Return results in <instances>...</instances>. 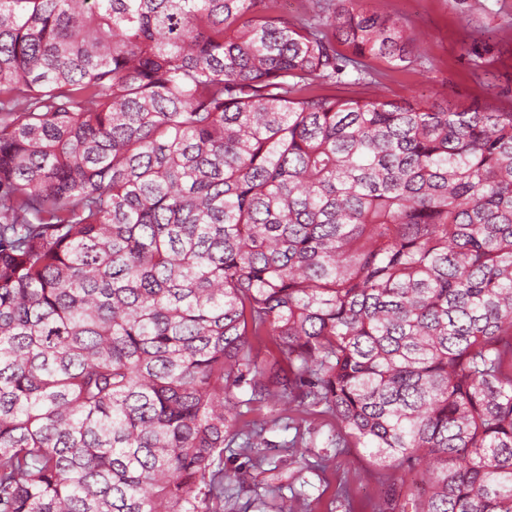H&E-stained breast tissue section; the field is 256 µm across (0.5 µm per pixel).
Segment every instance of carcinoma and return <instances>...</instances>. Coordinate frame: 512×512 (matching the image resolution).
Instances as JSON below:
<instances>
[{
    "instance_id": "cac0c4a2",
    "label": "carcinoma",
    "mask_w": 512,
    "mask_h": 512,
    "mask_svg": "<svg viewBox=\"0 0 512 512\" xmlns=\"http://www.w3.org/2000/svg\"><path fill=\"white\" fill-rule=\"evenodd\" d=\"M304 2L0 0V512H233L318 410L512 512V111L307 92L424 60Z\"/></svg>"
}]
</instances>
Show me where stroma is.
<instances>
[{
  "label": "stroma",
  "mask_w": 512,
  "mask_h": 512,
  "mask_svg": "<svg viewBox=\"0 0 512 512\" xmlns=\"http://www.w3.org/2000/svg\"><path fill=\"white\" fill-rule=\"evenodd\" d=\"M363 6L426 36L424 65L393 67L376 61L388 100L447 104L457 111L476 102L492 112L512 109V0H364ZM475 29L482 33L484 59L478 70L462 50ZM306 426L312 446L297 457H285L279 447L280 441L292 439V432H271L274 445L265 451L267 462L288 460L274 474L249 468L235 449H225V487L234 486L240 473L248 484L235 512H278L282 500L296 490L306 494L310 512H377L399 472L375 463L366 449L331 446L338 425L329 417L308 416Z\"/></svg>",
  "instance_id": "obj_1"
}]
</instances>
